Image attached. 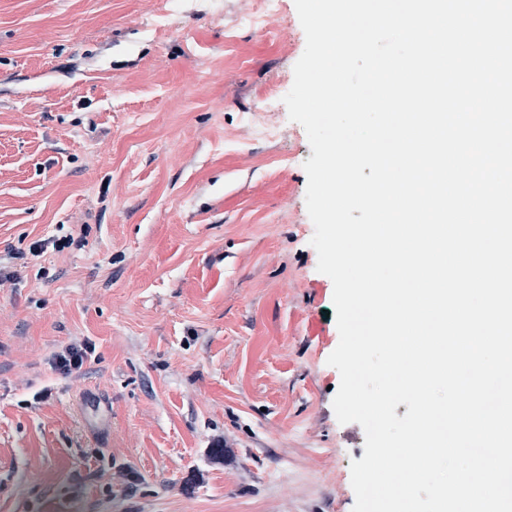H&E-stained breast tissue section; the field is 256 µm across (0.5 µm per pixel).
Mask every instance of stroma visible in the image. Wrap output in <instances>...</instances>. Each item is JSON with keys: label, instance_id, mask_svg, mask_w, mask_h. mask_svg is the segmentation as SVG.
Wrapping results in <instances>:
<instances>
[{"label": "stroma", "instance_id": "1", "mask_svg": "<svg viewBox=\"0 0 512 512\" xmlns=\"http://www.w3.org/2000/svg\"><path fill=\"white\" fill-rule=\"evenodd\" d=\"M279 9L272 37L258 0H0V512H352ZM94 350L95 346L88 340H74L52 356L51 366L60 374L72 375L81 371Z\"/></svg>", "mask_w": 512, "mask_h": 512}]
</instances>
